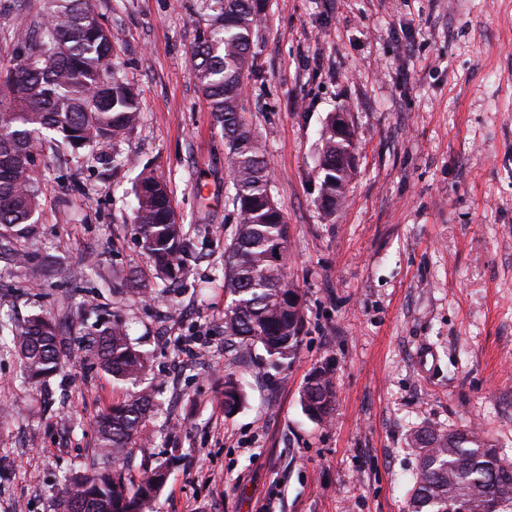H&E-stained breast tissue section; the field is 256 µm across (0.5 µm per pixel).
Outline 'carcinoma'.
<instances>
[{"label": "carcinoma", "instance_id": "1", "mask_svg": "<svg viewBox=\"0 0 512 512\" xmlns=\"http://www.w3.org/2000/svg\"><path fill=\"white\" fill-rule=\"evenodd\" d=\"M210 19L193 54L191 75L224 134L225 164L234 189L237 228L224 246V339L259 343L272 362L291 358L303 330L302 295L285 275L288 227L271 194L265 150L240 106L245 73L253 67L251 45L267 0H211ZM40 37L16 34L18 62L0 68V259L30 262L19 249L37 233L39 189L29 160L45 142L93 151L104 139H119L140 119L133 89L117 75L116 38L90 0H50ZM319 207L327 217L345 202L354 167L348 161L353 131L336 129L331 117L322 132ZM134 223L151 262V277L172 288L178 281L187 237L177 222L166 184L144 174L135 186ZM71 321L36 314L16 325L0 319V340L18 355L30 381L46 382L62 368ZM92 353L116 385H136L149 370L146 353L114 314L91 332ZM244 393L238 382L224 383V410L234 411ZM334 385L315 373L301 395L311 418L331 410ZM155 394L142 388L126 394L97 423L95 454L112 468L66 478L64 512H148L167 481L161 467L146 469L138 481L115 463L143 439ZM417 467L407 512H505L512 506V463L474 429H416Z\"/></svg>", "mask_w": 512, "mask_h": 512}]
</instances>
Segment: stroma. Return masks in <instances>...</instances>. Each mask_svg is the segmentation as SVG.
Instances as JSON below:
<instances>
[{
    "instance_id": "1",
    "label": "stroma",
    "mask_w": 512,
    "mask_h": 512,
    "mask_svg": "<svg viewBox=\"0 0 512 512\" xmlns=\"http://www.w3.org/2000/svg\"><path fill=\"white\" fill-rule=\"evenodd\" d=\"M118 35L139 124L80 158L39 148L45 270L0 262V313L119 314L158 404L128 475L164 465L153 512H406L417 427L480 430L512 462V0H268L245 79L303 296L295 357L224 343V244L236 230L224 136L191 76L208 0H92ZM45 0H0V64ZM347 113L356 165L343 209L318 206L321 133ZM163 179L188 246L178 288L152 279L133 186ZM137 274L151 296L129 291ZM110 284H103V277ZM75 327L47 386L0 351V512H60L63 475L95 462L123 390ZM197 354L186 357L185 344ZM319 369L333 409L300 395ZM244 399L224 410V382ZM334 397V385L331 377L324 371L315 373L301 395L304 412L313 419L323 420L331 410Z\"/></svg>"
}]
</instances>
